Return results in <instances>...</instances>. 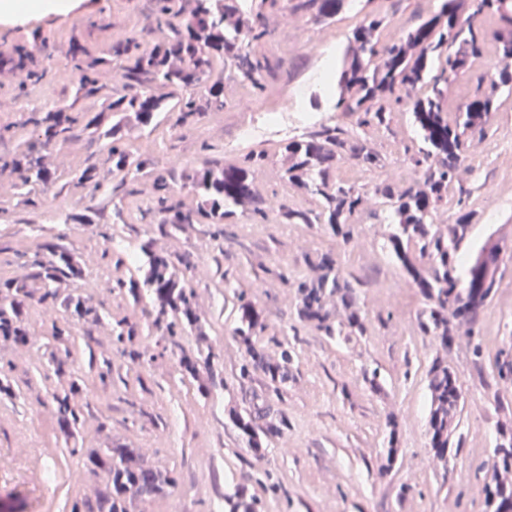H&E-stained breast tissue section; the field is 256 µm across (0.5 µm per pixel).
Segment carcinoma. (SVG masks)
<instances>
[{"label":"carcinoma","instance_id":"carcinoma-1","mask_svg":"<svg viewBox=\"0 0 512 512\" xmlns=\"http://www.w3.org/2000/svg\"><path fill=\"white\" fill-rule=\"evenodd\" d=\"M307 16L319 23L336 21L348 11L349 0H261L243 6V0H158L157 16L150 25L156 37L139 42L118 41L105 56H87L78 43L70 46L78 72L71 94L53 108L35 111L29 123L38 135L28 148L7 161L19 181L17 205L35 211L46 206L48 198L64 194L69 186L87 188L95 195L93 204L65 217L66 224H110L121 218L114 205L119 192L140 193L143 177H150V206L141 219L152 217L165 236H176L194 224H231L238 218L275 219L278 224H326L333 236L350 246L358 236L353 217L365 203V193L337 177L340 165L354 162L366 169L385 166V156L373 143L370 133L390 129L393 114L406 112L418 131L422 146L414 159L415 180L404 189L385 181L373 189L375 209L385 214L389 234L387 247L425 299L417 313L415 328L423 336H433L447 349L454 342L452 320L463 317L475 321L499 286L498 268L501 245L488 237L470 257L461 248L474 229L475 212L465 211L452 224H437L434 216L448 199V189L458 180L467 138L485 136L491 114L498 110L497 93L512 94V70L493 72L479 79V90L465 110L448 120L445 100L449 86L464 74L473 59L488 47L499 60H512V0H442L440 8L409 28L391 31L388 15L366 14L347 36L336 69L333 110L336 120L306 128L280 152L279 162L285 187L316 199L317 207L304 209L271 200L258 194L255 176L273 159L258 151L236 162L204 159L163 175H152L154 159L138 151L125 136L124 120L133 115L140 127L160 126V114L177 113L176 122L188 124L209 109L224 107V69H230L241 82L260 88L274 67L266 57H258L253 45L268 35L266 10ZM239 14L243 25L227 27L224 17ZM493 19L497 27L488 32L483 22ZM170 55L182 58L178 69L169 67ZM108 65L117 70L113 84L98 78L99 69ZM167 88H180L184 95L168 108ZM98 100L103 111L112 114V125L101 129L102 115L86 118L81 105ZM84 134L95 136L102 167L91 163L70 171L66 180L53 178L34 153L53 154ZM186 190L194 204L175 199L176 190ZM68 235L50 229L33 253L23 256L26 275L0 277V334L21 343L29 330L23 316L32 300L54 312L51 338L65 344L75 335L76 326L100 323L99 308L90 293L60 298L56 285L85 278V269L67 243ZM132 270L142 280L119 277L114 287L127 289L129 296L141 299L140 287L151 292L153 325L163 331L171 344L178 332L199 327L196 295L191 287L194 263L188 257L172 258L154 251L152 242L134 245ZM317 278L297 283L296 317L313 325L330 339L351 340L366 331L365 314L357 304L356 285L360 281L341 267L332 253L320 256ZM238 308L233 335L246 349L249 360L240 366L245 378L262 371L272 383L288 381L292 353L282 350L272 362L256 348L255 336L265 329L260 312L244 295H237ZM337 306L343 317L332 318L330 307ZM112 341L132 362L151 359L149 350L133 348L139 327L118 320L112 324ZM212 352L199 353L192 361L184 359V370L198 382L197 391L210 394L213 377ZM498 380L512 382V350H500L496 358ZM430 393L429 436L432 456L448 467V445L454 422L462 411V393L454 372L436 359L427 372ZM82 385L71 380L69 388L54 394L58 424L65 435L81 424L83 411L74 402ZM231 421L246 447L262 453L264 441L282 435L283 419L258 423L257 412H232ZM492 448V475L485 486L487 512H512V422L497 424ZM126 448H108L89 456V461L111 476L112 488L99 501L87 505L88 512H125L127 495L151 497L176 484L171 470L129 464ZM226 512H261L260 504L243 488L224 496Z\"/></svg>","mask_w":512,"mask_h":512}]
</instances>
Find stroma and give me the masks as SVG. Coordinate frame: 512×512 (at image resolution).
<instances>
[{
    "label": "stroma",
    "instance_id": "obj_1",
    "mask_svg": "<svg viewBox=\"0 0 512 512\" xmlns=\"http://www.w3.org/2000/svg\"><path fill=\"white\" fill-rule=\"evenodd\" d=\"M156 0H74L65 13L25 16L0 21V46H50L55 74L27 93H17L9 81L0 82V98H12L11 109L0 112V159L14 152L12 132L29 133L31 109L50 107L72 87L68 47L78 42L96 54L119 40L141 37V27ZM439 0H362L364 12L391 13L392 24L408 27L419 16L437 10ZM360 15H342L323 25L302 16H289L287 25L270 17L271 35L256 46L258 55L274 64L273 84L279 94L305 91L302 107L293 115L301 125L329 118L331 98L312 87L328 56H341L348 32ZM317 50L305 49L306 40ZM256 109L273 101L252 95L233 73L224 75V107L205 113L184 126L165 121L162 133L140 130L134 147H148L157 173L207 156L209 147L225 149L233 135V114L240 102ZM385 167L365 169L352 163L338 171L340 179L373 190L393 180L408 186L416 177L409 160L418 141L408 117L396 113L390 129L374 132ZM470 164L462 165L459 185L448 190V203L435 221L454 223L459 211L476 213V228L468 251L487 237L504 245L500 273L512 281V96H501L486 136L473 139ZM45 212L23 210L16 204L15 179H0V275L19 270V251L40 242ZM361 234L355 246L344 248L326 226L316 224L254 223L243 219L224 227V254L216 256L204 224L175 237L156 234L150 224H116L113 242L152 240L156 251L175 257L190 255L203 275L194 276L197 308L206 320L208 336L188 330L177 345L159 333L138 337L152 362L134 364L120 358L112 336L93 330L75 346L63 350L51 342L52 315L29 304L25 321L31 332L27 344L0 335V368L7 371L10 394H0V512H71L74 503L95 502L108 492L106 472L94 468L89 455L108 448H130L145 466L173 470L176 487L155 497H129L128 512H224V495L245 488L261 500L263 512H486V468L495 440L497 421L512 418V387L499 385L495 372L498 351L512 344V302L495 295L477 323L455 320V341L442 349L413 325L424 299L408 282L404 270L386 249L388 227L380 217L361 212ZM71 246L86 255L88 279L96 283L97 299L106 320L123 319L138 327L151 320L149 299L133 302L110 290L117 268H104V242L91 224L67 227ZM331 252L363 286L359 304L367 314L365 335L351 341H332L313 325L298 322L293 280L316 277L309 259ZM287 279H280V272ZM244 293L260 311L265 324L256 344L268 358H279L290 346L293 361L288 381L273 386L262 373L241 378L246 358L234 338L237 293ZM481 355H474V345ZM209 348L224 381L202 397L181 361ZM68 356L72 378L84 387L76 396L84 422L74 437L58 431L52 398L62 384L51 373L52 361ZM443 356L462 389L463 411L455 430L460 447L448 450L447 468L429 464L430 399L427 370ZM112 362V379L100 382L95 369ZM378 369L381 390H371L364 371ZM263 409L288 423L283 436L265 443L255 456L242 443L229 411ZM396 426H389V419ZM396 437L398 455L384 469L385 446ZM40 467L44 482L30 479Z\"/></svg>",
    "mask_w": 512,
    "mask_h": 512
}]
</instances>
